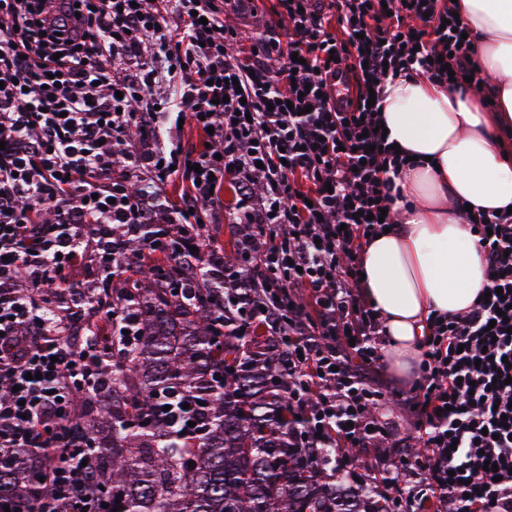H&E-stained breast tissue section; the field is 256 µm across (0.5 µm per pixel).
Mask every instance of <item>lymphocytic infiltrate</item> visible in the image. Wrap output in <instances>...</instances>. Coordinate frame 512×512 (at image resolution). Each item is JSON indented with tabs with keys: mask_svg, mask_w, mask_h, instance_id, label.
<instances>
[{
	"mask_svg": "<svg viewBox=\"0 0 512 512\" xmlns=\"http://www.w3.org/2000/svg\"><path fill=\"white\" fill-rule=\"evenodd\" d=\"M218 0H0V459L31 449L55 484L31 512H99L84 440L67 430L76 389L112 360L90 330L91 295L69 278L86 254L112 274L116 224L152 221L163 174L188 181L187 206L163 237L214 219L212 187L236 185L242 263L256 294L241 303L285 340L289 400L304 416V448H407L393 438L407 418L423 451L407 456L382 491L412 512H512V214L478 213L489 302L431 316L420 376L382 421L373 408L385 331L359 290L369 235L391 227L404 164L378 134L369 89L387 74L415 73L456 90L483 78L460 33L443 25L454 0H278L287 40L268 34L257 54L230 52ZM130 71L113 78L112 62ZM450 72H442L443 63ZM347 70L351 92L336 96ZM166 77L175 96L155 97ZM222 103H214V96ZM211 130L220 153L186 151L180 119ZM137 126L148 147L125 156L147 183L137 196L112 178L106 146ZM54 219L41 223L43 210ZM267 231L257 248L252 234ZM68 289L73 319L47 303ZM497 471L485 470V462ZM419 476V485L400 475Z\"/></svg>",
	"mask_w": 512,
	"mask_h": 512,
	"instance_id": "f902f5d3",
	"label": "lymphocytic infiltrate"
}]
</instances>
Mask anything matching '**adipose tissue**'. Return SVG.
I'll list each match as a JSON object with an SVG mask.
<instances>
[{
    "mask_svg": "<svg viewBox=\"0 0 512 512\" xmlns=\"http://www.w3.org/2000/svg\"><path fill=\"white\" fill-rule=\"evenodd\" d=\"M485 88L460 92L416 75L386 77L387 140L411 157L398 173L396 222L364 248L360 289L379 313L386 361L404 383L431 313L462 315L487 283L466 205L512 206V0H457Z\"/></svg>",
    "mask_w": 512,
    "mask_h": 512,
    "instance_id": "ef3b65f1",
    "label": "adipose tissue"
}]
</instances>
